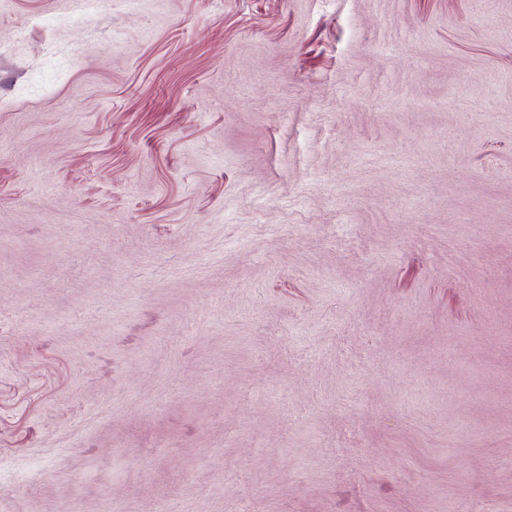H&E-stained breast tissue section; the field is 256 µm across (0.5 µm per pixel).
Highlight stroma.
Listing matches in <instances>:
<instances>
[{"mask_svg": "<svg viewBox=\"0 0 512 512\" xmlns=\"http://www.w3.org/2000/svg\"><path fill=\"white\" fill-rule=\"evenodd\" d=\"M512 512V0H0V512Z\"/></svg>", "mask_w": 512, "mask_h": 512, "instance_id": "1", "label": "stroma"}]
</instances>
